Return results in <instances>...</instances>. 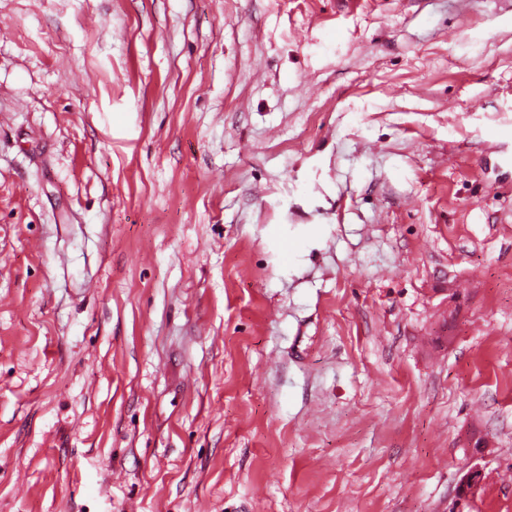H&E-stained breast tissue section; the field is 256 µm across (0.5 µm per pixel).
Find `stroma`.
<instances>
[{"mask_svg":"<svg viewBox=\"0 0 512 512\" xmlns=\"http://www.w3.org/2000/svg\"><path fill=\"white\" fill-rule=\"evenodd\" d=\"M512 512V0H0V512ZM477 440L478 443H477ZM490 441L485 438L472 439L469 443L471 463L456 486L457 509L451 512H465L478 497L483 484V467L478 463L489 453Z\"/></svg>","mask_w":512,"mask_h":512,"instance_id":"obj_1","label":"stroma"}]
</instances>
